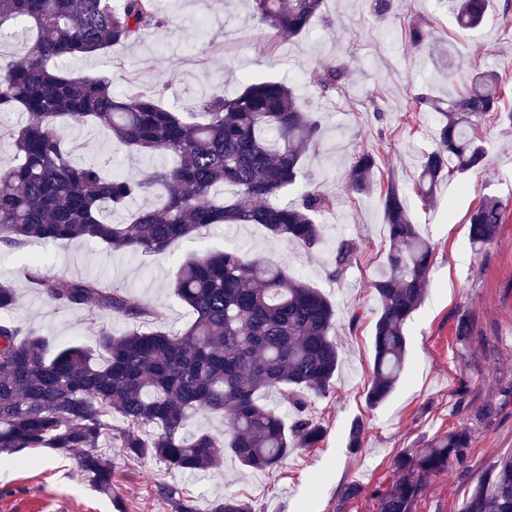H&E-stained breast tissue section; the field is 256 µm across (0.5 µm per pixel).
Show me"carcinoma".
Wrapping results in <instances>:
<instances>
[{"label":"carcinoma","instance_id":"carcinoma-1","mask_svg":"<svg viewBox=\"0 0 512 512\" xmlns=\"http://www.w3.org/2000/svg\"><path fill=\"white\" fill-rule=\"evenodd\" d=\"M163 0H0V32L36 37L27 52L0 65V114L23 112L19 127L0 124V140L14 146L0 164V247L86 240L142 256L167 252L215 224H260L274 241L306 249L322 245L317 217L336 198L307 188L287 199L304 157L321 133L287 81H247L232 96L214 88L197 112H179L154 98L112 93L105 75L77 77L64 64L138 40L170 18ZM252 16L275 39L297 38L321 13L323 0H251ZM458 27L474 29L487 17V0H450ZM349 70L333 65L309 74L325 92L340 87ZM500 79L476 70L462 95L444 102L419 94L418 105L442 115L436 148L422 156L413 193L426 206L454 173L482 167L486 146L477 130L489 117L512 127L500 106ZM92 125L136 155L169 153L173 165L138 178L104 175L96 162L72 163L66 130ZM376 165L369 152L355 156L348 189L370 191ZM387 227L386 272L373 283L380 305L373 337L375 407L393 392L405 367L406 325L424 300L432 257L413 223L408 197L395 183L381 191ZM506 205L483 198L469 218L479 251L495 242ZM350 239L331 250L335 275L355 259ZM22 274L51 302L83 310L89 324L100 314L130 320L121 336L96 331L98 357L70 345L58 349L21 322L5 316L15 305L11 284L0 282V454L52 448L70 454L101 493L112 490V457L156 458L194 473L213 467L227 448L241 466L270 471L296 448H315L323 427L311 415L315 397L329 393L339 362L335 310L330 300L277 263L240 247L191 256L177 268L173 290L190 310L187 329H161L163 311L134 304L100 279L46 276L31 257ZM276 389L291 402L286 422L261 395ZM220 413L221 434H189L191 418ZM119 418L123 425L112 424ZM467 428L437 435L396 460L399 479L377 495V512H411L432 476L461 463ZM210 512H255L243 497L226 495ZM462 512H512V459L480 483Z\"/></svg>","mask_w":512,"mask_h":512}]
</instances>
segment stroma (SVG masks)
I'll return each mask as SVG.
<instances>
[{"instance_id": "1", "label": "stroma", "mask_w": 512, "mask_h": 512, "mask_svg": "<svg viewBox=\"0 0 512 512\" xmlns=\"http://www.w3.org/2000/svg\"><path fill=\"white\" fill-rule=\"evenodd\" d=\"M491 0L485 26L457 31L445 0H391L378 15L373 0H325L322 12L301 37L272 42L252 19L247 0H167L171 23L146 31L138 42L112 47L122 60L112 72V92L153 96L180 111L196 110L214 87L237 92L243 81L287 79L308 111L322 121V134L305 160L299 183H313L335 196L323 216L324 246L307 250L271 241L263 227L220 225L170 253L135 256L90 241L33 244L0 252V278L16 290L14 318L57 345H93L95 336L81 310L49 301L21 274L30 255L42 258L45 275L99 276L123 289L131 302H149L166 314L165 327L183 329L187 308L170 290L176 264L194 252L235 244L278 260L293 276L319 288L336 310L341 362L334 387L315 399L313 416L327 430L320 447L294 450L272 473L243 468L231 453L218 467L193 475L153 459L138 461L113 451L112 491L94 490L74 459L62 451L27 448L0 457V512H171L161 487H175L194 512H209L213 500L242 495L255 512H377L379 491L397 478L393 462L403 451L429 445L451 429L471 428L464 465L430 479L412 512H462L471 492L506 458L512 457V129L490 121L480 136L488 148L483 168L441 185L437 202L411 199L414 224L433 248L425 300L407 323L404 375L390 398L372 408L365 392L373 378V333L379 315L373 282L386 264V226L377 195L358 197L346 189L358 152L377 160L376 187L395 182L411 190L418 161L435 147L437 116L414 97H458L469 71L501 74L502 105L512 109V13ZM428 25L433 40L414 44L411 22ZM454 60V73L441 68V52ZM330 63L348 66L345 85L326 92L310 87V72ZM72 159L110 161L114 172L138 176L148 157L127 154L91 125L67 132ZM485 196L506 203L497 240L474 251L468 217ZM346 238L357 259L334 277L330 248ZM468 314L472 334L459 342L455 326ZM364 427L362 446L350 451L352 423ZM361 486L353 499L346 485Z\"/></svg>"}]
</instances>
